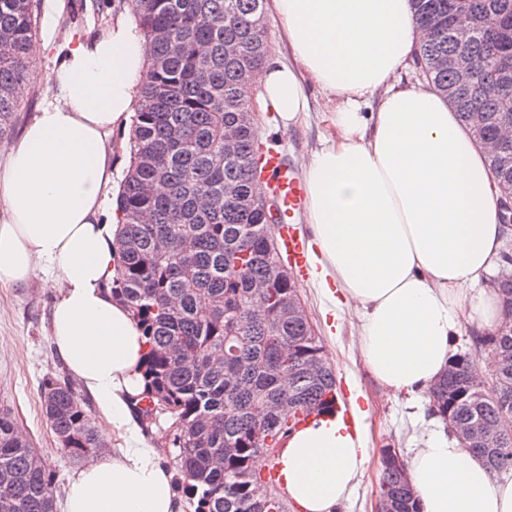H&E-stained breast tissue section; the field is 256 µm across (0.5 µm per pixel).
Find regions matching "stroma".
<instances>
[{
    "label": "stroma",
    "mask_w": 512,
    "mask_h": 512,
    "mask_svg": "<svg viewBox=\"0 0 512 512\" xmlns=\"http://www.w3.org/2000/svg\"><path fill=\"white\" fill-rule=\"evenodd\" d=\"M68 2L40 0L37 40L48 43L49 48L38 55L37 63L48 75L53 74L58 54L69 38L94 40L103 33L104 23L131 14L121 0H85L81 19L70 24L66 21ZM306 95L310 110L301 125L282 128L277 112L271 110L259 113L255 124L260 142L280 151L297 172L331 130L324 95L313 86L307 87ZM299 289L325 355L336 370L338 401L346 413L365 414L373 450L366 472L338 512H373L382 449L394 448L402 458H409L420 445L425 422L433 416L431 404L384 395L362 367L358 316L349 310L334 311L321 289L309 281H301ZM53 303V295L37 276L22 286L0 288V409L13 413L19 430L53 471L57 495L62 498L76 468L58 446L41 406L44 382L69 376L51 336Z\"/></svg>",
    "instance_id": "stroma-1"
}]
</instances>
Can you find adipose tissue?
Wrapping results in <instances>:
<instances>
[{"label":"adipose tissue","instance_id":"1","mask_svg":"<svg viewBox=\"0 0 512 512\" xmlns=\"http://www.w3.org/2000/svg\"><path fill=\"white\" fill-rule=\"evenodd\" d=\"M292 61L270 62L252 88L283 127L308 110L306 85L333 104V134L304 166L312 279L360 310L363 366L388 396L431 389L462 321L492 328L480 293L501 256L504 227L492 148L474 141L429 83L396 76L423 32L410 0H267ZM129 19L71 41L57 71L29 68L26 87L51 95L0 169V284L42 275L55 295L51 331L71 376L92 397L117 448L72 479L66 512H185L156 439L135 416L145 339L109 289L117 270L114 130L128 129L150 59ZM407 471L420 512H512V476H496L440 419ZM363 428L312 416L284 441L288 495L304 512H336L369 462Z\"/></svg>","mask_w":512,"mask_h":512}]
</instances>
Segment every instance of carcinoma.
<instances>
[{"instance_id":"cac0c4a2","label":"carcinoma","mask_w":512,"mask_h":512,"mask_svg":"<svg viewBox=\"0 0 512 512\" xmlns=\"http://www.w3.org/2000/svg\"><path fill=\"white\" fill-rule=\"evenodd\" d=\"M126 2L151 45L117 197L111 288L146 339L136 411L145 429L164 427L194 512H288L253 459L266 440L287 438L298 416L333 409L337 387L320 337L305 318L286 314L298 288L254 191L263 148L243 89L270 53L264 0ZM456 2L412 0L420 26L431 30L418 64L474 139L495 141L512 116V0H468L481 34L468 46L477 70L466 90L448 70ZM39 7L40 0H0V139L13 134L24 101ZM490 172L512 193V141L498 143ZM157 181L165 194L151 190ZM496 285L504 312L512 275ZM480 345L492 388L473 379L472 357L458 354L430 399L448 425L490 429L471 450L494 475L512 474V427L503 426L512 419V333L496 329ZM42 410L70 462L107 446L68 381L44 384ZM257 483L270 495H254ZM379 490L395 512H419L406 466H381ZM0 512H58L54 473L4 409Z\"/></svg>"}]
</instances>
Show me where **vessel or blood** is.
<instances>
[{"label": "vessel or blood", "mask_w": 512, "mask_h": 512, "mask_svg": "<svg viewBox=\"0 0 512 512\" xmlns=\"http://www.w3.org/2000/svg\"><path fill=\"white\" fill-rule=\"evenodd\" d=\"M264 171L266 185L277 196L285 224L280 225V241L288 260V267L295 277L306 279L310 276L309 241L298 235L290 220L301 209L305 201L302 183L292 175L284 156L276 151L265 153Z\"/></svg>", "instance_id": "1"}]
</instances>
